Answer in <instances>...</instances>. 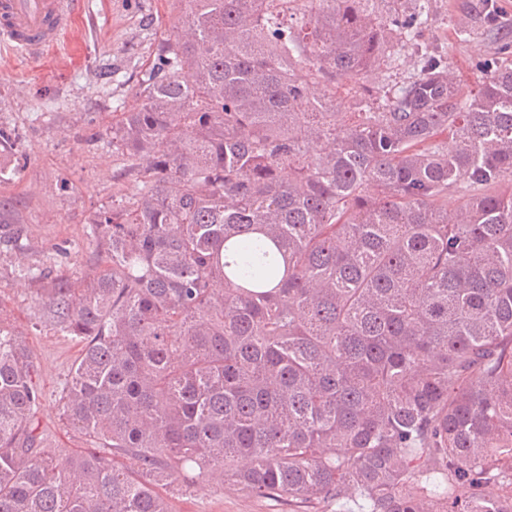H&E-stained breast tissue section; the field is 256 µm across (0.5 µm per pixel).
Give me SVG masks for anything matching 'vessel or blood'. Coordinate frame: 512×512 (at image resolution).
<instances>
[{
    "mask_svg": "<svg viewBox=\"0 0 512 512\" xmlns=\"http://www.w3.org/2000/svg\"><path fill=\"white\" fill-rule=\"evenodd\" d=\"M77 0H0V44L36 58L57 45Z\"/></svg>",
    "mask_w": 512,
    "mask_h": 512,
    "instance_id": "b4317fda",
    "label": "vessel or blood"
}]
</instances>
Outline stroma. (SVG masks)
I'll list each match as a JSON object with an SVG mask.
<instances>
[{"instance_id":"stroma-1","label":"stroma","mask_w":512,"mask_h":512,"mask_svg":"<svg viewBox=\"0 0 512 512\" xmlns=\"http://www.w3.org/2000/svg\"><path fill=\"white\" fill-rule=\"evenodd\" d=\"M173 0H80L72 24L57 46L34 60L0 46V130L11 134L7 164L14 173L0 181V198L11 207L0 222L20 225L24 254L0 253V316L23 333L40 361L46 400L38 417L61 455L82 448L80 437L59 417L57 392L80 343L34 324L28 288L14 281L18 260L67 261L81 273L90 255L85 227L99 209L130 193L123 165L112 151V123L132 102L145 70L180 15ZM471 33L460 41L457 29ZM512 39V0H430L420 47L446 59L464 88H472L477 59L495 56L501 38ZM170 512H313L312 508L244 495L231 481L213 478L194 491L164 489Z\"/></svg>"}]
</instances>
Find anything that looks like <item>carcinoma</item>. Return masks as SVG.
I'll use <instances>...</instances> for the list:
<instances>
[{
  "instance_id": "obj_1",
  "label": "carcinoma",
  "mask_w": 512,
  "mask_h": 512,
  "mask_svg": "<svg viewBox=\"0 0 512 512\" xmlns=\"http://www.w3.org/2000/svg\"><path fill=\"white\" fill-rule=\"evenodd\" d=\"M176 2L112 123L136 187L92 216L95 260L13 268L82 344L57 404L87 449L49 446L0 317V512H169L161 488L215 474L336 512H512V44L474 93L419 52L380 86L422 0Z\"/></svg>"
}]
</instances>
